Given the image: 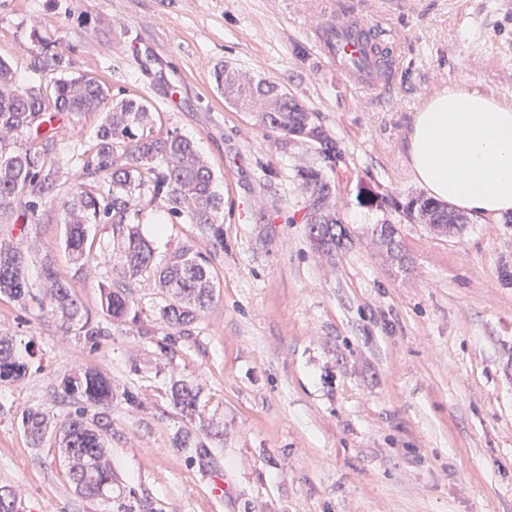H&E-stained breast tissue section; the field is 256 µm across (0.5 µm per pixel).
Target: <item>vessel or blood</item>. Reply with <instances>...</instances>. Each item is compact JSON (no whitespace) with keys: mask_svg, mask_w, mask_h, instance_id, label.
<instances>
[{"mask_svg":"<svg viewBox=\"0 0 512 512\" xmlns=\"http://www.w3.org/2000/svg\"><path fill=\"white\" fill-rule=\"evenodd\" d=\"M341 6L329 0L322 23L312 28L310 38L326 65L353 89L376 94L396 84V59L392 46L380 38L382 24L356 11L348 21H339Z\"/></svg>","mask_w":512,"mask_h":512,"instance_id":"b4317fda","label":"vessel or blood"}]
</instances>
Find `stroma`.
<instances>
[{
	"label": "stroma",
	"instance_id": "stroma-1",
	"mask_svg": "<svg viewBox=\"0 0 512 512\" xmlns=\"http://www.w3.org/2000/svg\"><path fill=\"white\" fill-rule=\"evenodd\" d=\"M325 0H0V59L21 85L37 81L33 33L111 94L134 95L155 128L191 137L224 197V245L192 224L154 235L157 255L190 245L209 257L217 285L192 336L168 354L155 307L159 288H134L141 322L98 345L64 332L50 306L0 297V334L31 339L26 376L0 384V487L35 512H106L81 496L51 442L20 426L41 408L54 422L74 406L60 380L94 368L117 395L108 453L119 484L160 512H512V224L471 216L444 236L400 211L362 203L361 187L403 200L425 196L409 164L414 117L451 87L512 108V0H409L388 32L397 83L371 98L319 59L309 29ZM99 20L79 25L81 13ZM229 63L270 77L317 114L339 154L259 125L213 82ZM100 113L62 119L48 161L78 189ZM321 170L326 200L350 242L327 254L308 234L300 173ZM36 225L0 221L37 274L52 258L90 313L99 305L108 225L91 226L86 256L61 247L56 205ZM396 225L405 262L372 234ZM199 389L195 415L170 389ZM141 406L127 405L123 391ZM183 431L211 448L208 461L173 446ZM223 493H215L216 484Z\"/></svg>",
	"mask_w": 512,
	"mask_h": 512
}]
</instances>
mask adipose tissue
I'll use <instances>...</instances> for the list:
<instances>
[{"mask_svg": "<svg viewBox=\"0 0 512 512\" xmlns=\"http://www.w3.org/2000/svg\"><path fill=\"white\" fill-rule=\"evenodd\" d=\"M412 172L429 195L468 212L512 211V109L475 90L434 97L414 118Z\"/></svg>", "mask_w": 512, "mask_h": 512, "instance_id": "ef3b65f1", "label": "adipose tissue"}]
</instances>
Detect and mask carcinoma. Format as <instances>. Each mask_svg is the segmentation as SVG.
I'll list each match as a JSON object with an SVG mask.
<instances>
[{
	"label": "carcinoma",
	"instance_id": "1",
	"mask_svg": "<svg viewBox=\"0 0 512 512\" xmlns=\"http://www.w3.org/2000/svg\"><path fill=\"white\" fill-rule=\"evenodd\" d=\"M69 60L55 46L38 42L33 70L46 74L64 72ZM216 88L224 99L244 112L252 113L259 124L288 135L317 142L328 161L336 159V143L317 124V116L288 96L274 80H251L224 64L213 72ZM109 92L95 78L60 77L50 83L18 87L12 65L0 59V216L39 223L41 204L55 200L61 183V167L46 164L31 145L39 141L49 150L54 138L45 124L62 115L78 120L90 112L102 114L95 139V153L83 159L86 182L105 187L87 188L62 205L64 247L75 259H82L90 226L109 224L117 242L119 276L115 285L108 276L99 283V318H93L73 294L55 265L40 264L38 280L48 290L52 311L66 330H74L93 345L112 335V328L140 322L131 289L152 281L166 290L169 300L158 307L157 321L169 336H190L200 311L214 296L216 283L210 259L184 246L160 259L143 234L141 217L159 210L183 224H194L200 234L224 247V197L215 190L212 168L198 155L195 141L175 131L154 130L153 112L140 97L126 95L108 99ZM310 191L306 223L309 236L319 247L333 251L348 233L336 212L324 208L329 187L316 169L300 173ZM407 217L424 210L443 234L458 232L467 217L449 205L430 198L411 197L403 202L388 201ZM372 234L390 251L398 249L394 224H377ZM35 283L28 275L24 252L7 240L0 241V296L23 302L34 297ZM34 355L33 340L0 336V382L21 379L27 359ZM64 394L78 404L74 414L55 431L54 442L68 465L76 489L85 497L99 500L111 512H157L148 499L133 489L104 495L114 478L107 459L105 437L109 431V411L115 398L111 380L93 368L74 371L62 380ZM199 391L189 383H177L173 403L187 416L193 415ZM93 416H87L88 411ZM21 428L35 444L44 441L50 429V414L35 409L21 418ZM177 448H193L199 458L208 450L189 433L174 440Z\"/></svg>",
	"mask_w": 512,
	"mask_h": 512
}]
</instances>
